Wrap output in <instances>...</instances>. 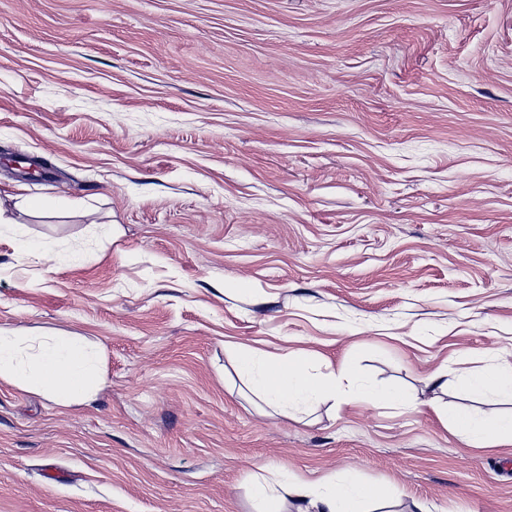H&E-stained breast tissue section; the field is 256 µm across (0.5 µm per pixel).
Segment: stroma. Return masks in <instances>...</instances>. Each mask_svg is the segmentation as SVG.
Segmentation results:
<instances>
[{
    "instance_id": "obj_1",
    "label": "stroma",
    "mask_w": 512,
    "mask_h": 512,
    "mask_svg": "<svg viewBox=\"0 0 512 512\" xmlns=\"http://www.w3.org/2000/svg\"><path fill=\"white\" fill-rule=\"evenodd\" d=\"M0 205L60 256L0 232V329L107 379L0 383V512H256L261 466L512 512V443L433 410L512 398L426 384L512 350V0H0ZM235 345L410 404L266 414ZM9 226H13L10 228L11 232L15 237L19 238L20 242H22L23 254L27 259L44 265L54 262V254L51 245H28L23 242V238L25 236L24 229L20 225ZM0 382L64 408L89 405L106 386L96 353L81 338L25 339L2 330Z\"/></svg>"
}]
</instances>
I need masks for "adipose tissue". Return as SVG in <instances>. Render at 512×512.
I'll return each instance as SVG.
<instances>
[{"mask_svg": "<svg viewBox=\"0 0 512 512\" xmlns=\"http://www.w3.org/2000/svg\"><path fill=\"white\" fill-rule=\"evenodd\" d=\"M235 363L251 392L273 413L291 416L307 411L341 393V381L353 386L354 399L379 404L405 405L407 396L397 389H379L364 384L355 364H342L339 376L320 378L310 371L307 354L262 356L243 347ZM0 382L42 395L57 406L70 408L90 404L106 385L96 353L79 337L24 338L0 331ZM448 421L469 445L495 446L512 439V414L487 418L451 409ZM260 512H283V496L291 494L305 503L303 512H368L382 499V488L363 484L344 474L338 483L306 481L283 474L271 480L255 474L249 489Z\"/></svg>", "mask_w": 512, "mask_h": 512, "instance_id": "adipose-tissue-1", "label": "adipose tissue"}]
</instances>
